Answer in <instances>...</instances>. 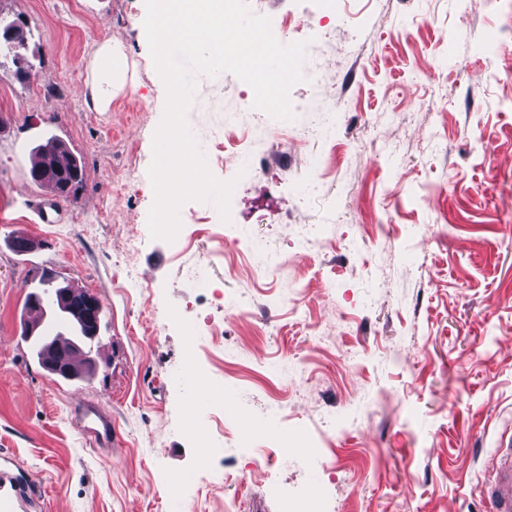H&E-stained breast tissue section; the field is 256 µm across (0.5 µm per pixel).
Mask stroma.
<instances>
[{
    "label": "stroma",
    "mask_w": 512,
    "mask_h": 512,
    "mask_svg": "<svg viewBox=\"0 0 512 512\" xmlns=\"http://www.w3.org/2000/svg\"><path fill=\"white\" fill-rule=\"evenodd\" d=\"M248 5L282 44L307 41L312 77L292 120L258 125L232 73L198 75L188 120L212 174L239 165L238 138L273 166L235 191L230 223L190 201L167 242L148 229L166 89L144 0H0L25 33L0 55V453L39 474L41 512H280L302 495L314 512H486L512 435V18L492 0ZM108 41L128 84L102 112L82 71ZM51 137L84 182L35 224L29 171ZM18 232L31 251H12ZM48 270L102 301L91 379L50 374L21 336ZM189 361L215 396L198 400ZM78 395L109 409L118 446L88 444ZM293 428L317 458L276 450Z\"/></svg>",
    "instance_id": "obj_1"
}]
</instances>
